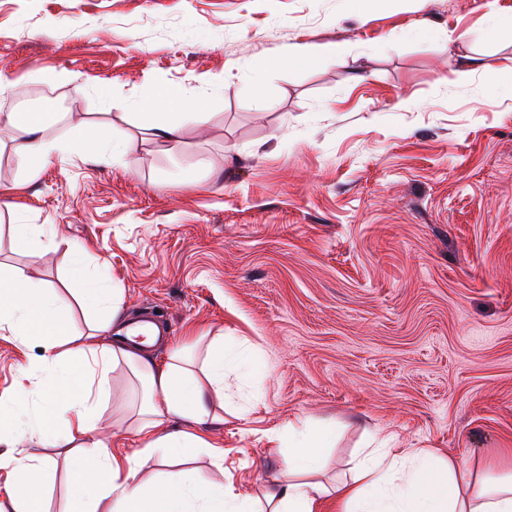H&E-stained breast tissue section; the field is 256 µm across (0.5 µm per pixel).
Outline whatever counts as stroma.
I'll return each instance as SVG.
<instances>
[{"mask_svg": "<svg viewBox=\"0 0 512 512\" xmlns=\"http://www.w3.org/2000/svg\"><path fill=\"white\" fill-rule=\"evenodd\" d=\"M0 0V113L66 117L46 138L111 125L134 169L68 156L27 181L23 133L0 127V264L54 289L73 330L96 316L71 282L72 250L123 291L124 320L156 312L170 335L224 339V421L201 474L237 488L284 472L288 423L333 434L318 479L343 477L372 438L437 448L478 468L512 448V0ZM464 45L449 43V30ZM348 44L318 68H267L296 44ZM482 71L455 80L464 55ZM164 80L207 118L164 142L136 125ZM262 95H255V87ZM19 224H52L58 246L18 252ZM39 347L0 338V402ZM144 397L109 372L97 413L126 454ZM278 432L279 444L267 435ZM46 512H69L57 449Z\"/></svg>", "mask_w": 512, "mask_h": 512, "instance_id": "obj_1", "label": "stroma"}]
</instances>
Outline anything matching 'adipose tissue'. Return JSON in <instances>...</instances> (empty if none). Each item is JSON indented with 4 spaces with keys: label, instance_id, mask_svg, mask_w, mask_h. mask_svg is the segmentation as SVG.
I'll use <instances>...</instances> for the list:
<instances>
[{
    "label": "adipose tissue",
    "instance_id": "1",
    "mask_svg": "<svg viewBox=\"0 0 512 512\" xmlns=\"http://www.w3.org/2000/svg\"><path fill=\"white\" fill-rule=\"evenodd\" d=\"M346 52L338 41L297 44L269 65L324 64ZM155 95V105L136 115L139 128L172 142L184 121L204 122L200 102L183 90L160 81ZM48 120L45 112L0 114V124L25 134L14 159L28 178L59 155L97 158L104 145L113 156L122 154L110 127H101L93 141H50L44 135ZM73 271L84 305L98 315L85 335L72 332L66 312L47 289L0 268V337L43 350L40 375L27 367L18 371L25 412L0 407V436L14 440L0 448V512H44L45 481L54 465L51 458L20 448L26 438L65 448L72 462L70 512H317L326 497L335 498L336 512H512L511 469L477 471L431 448H371L355 461L351 479L330 485L315 481L327 441L324 429L306 418L288 426L287 481L269 487L263 499L205 480L189 467L162 481L145 480L142 471L149 462L186 461L199 448L223 466V449L210 445L202 427L218 420L216 405L224 400V339L193 337L190 346L157 362L144 344L113 336L122 320L118 291L104 271L86 265L84 248L74 251ZM121 363L147 391L132 423L143 445L124 455L97 437L95 417L107 375ZM175 419L191 421L192 429L162 432V425Z\"/></svg>",
    "mask_w": 512,
    "mask_h": 512
}]
</instances>
